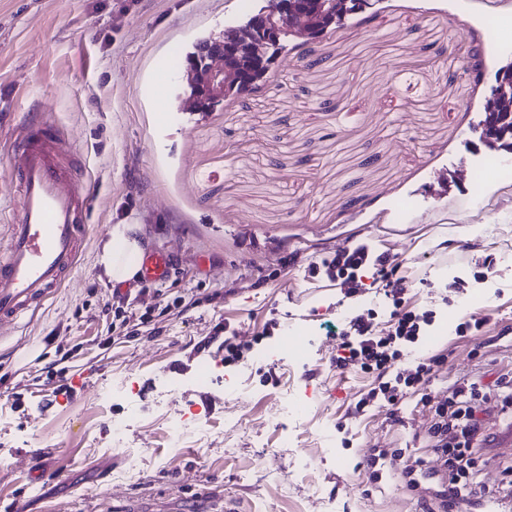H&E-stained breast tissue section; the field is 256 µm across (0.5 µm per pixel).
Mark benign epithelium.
Wrapping results in <instances>:
<instances>
[{
    "mask_svg": "<svg viewBox=\"0 0 512 512\" xmlns=\"http://www.w3.org/2000/svg\"><path fill=\"white\" fill-rule=\"evenodd\" d=\"M341 0H276L254 14L249 29L237 35L229 45L224 36L199 43L187 62L191 74L189 97L197 112H207L222 103L228 90L243 83L242 72L231 56L264 58L268 44L286 33L317 37L326 30V22L336 18ZM512 85L495 87L483 107V117L511 116Z\"/></svg>",
    "mask_w": 512,
    "mask_h": 512,
    "instance_id": "7a95c632",
    "label": "benign epithelium"
}]
</instances>
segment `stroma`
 I'll list each match as a JSON object with an SVG mask.
<instances>
[{"instance_id":"35a3bbf8","label":"stroma","mask_w":512,"mask_h":512,"mask_svg":"<svg viewBox=\"0 0 512 512\" xmlns=\"http://www.w3.org/2000/svg\"><path fill=\"white\" fill-rule=\"evenodd\" d=\"M266 3L0 0V253L28 123L60 128L65 166L96 194L67 283L0 329V512H217L228 498L242 512H419L402 471L440 465L423 440L429 407L407 395L396 424L357 411L375 377L336 364L352 319L378 333L396 321L374 267L356 289L328 276L346 248L385 256L398 309L431 316L393 371L438 357V400L457 381L512 375V182L469 179L489 154L475 147L482 106L512 59L492 21L512 19V0H383L290 37L260 89L188 110L187 54ZM121 221L166 256L167 277H100L97 249ZM109 304L127 320L112 332ZM288 327L305 331V358L257 362ZM228 337L246 347L238 361L224 358ZM298 397L306 414L291 410ZM130 398L140 415L116 445L110 421ZM198 410L211 430L171 453L168 417ZM484 419L486 495L463 512H512L496 403ZM47 456L51 476L38 472Z\"/></svg>"}]
</instances>
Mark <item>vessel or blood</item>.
Here are the masks:
<instances>
[{"label": "vessel or blood", "instance_id": "vessel-or-blood-1", "mask_svg": "<svg viewBox=\"0 0 512 512\" xmlns=\"http://www.w3.org/2000/svg\"><path fill=\"white\" fill-rule=\"evenodd\" d=\"M59 129L29 125L16 142L20 209L8 254L0 259V323L31 314L61 288L79 257L77 229L88 220L95 190L74 184L59 160Z\"/></svg>", "mask_w": 512, "mask_h": 512}]
</instances>
